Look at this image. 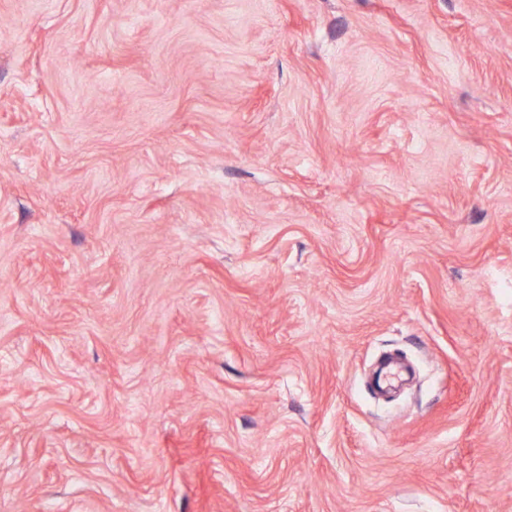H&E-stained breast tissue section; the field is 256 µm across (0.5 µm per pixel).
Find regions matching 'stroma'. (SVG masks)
I'll list each match as a JSON object with an SVG mask.
<instances>
[{
  "label": "stroma",
  "instance_id": "obj_1",
  "mask_svg": "<svg viewBox=\"0 0 512 512\" xmlns=\"http://www.w3.org/2000/svg\"><path fill=\"white\" fill-rule=\"evenodd\" d=\"M0 512H512V0H0Z\"/></svg>",
  "mask_w": 512,
  "mask_h": 512
}]
</instances>
